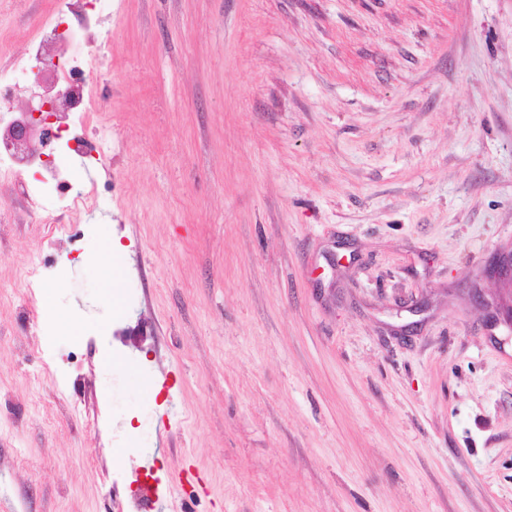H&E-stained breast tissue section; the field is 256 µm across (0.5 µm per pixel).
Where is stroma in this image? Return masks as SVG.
<instances>
[{
  "label": "stroma",
  "mask_w": 512,
  "mask_h": 512,
  "mask_svg": "<svg viewBox=\"0 0 512 512\" xmlns=\"http://www.w3.org/2000/svg\"><path fill=\"white\" fill-rule=\"evenodd\" d=\"M101 30L76 241L0 180V512H512V0Z\"/></svg>",
  "instance_id": "stroma-1"
}]
</instances>
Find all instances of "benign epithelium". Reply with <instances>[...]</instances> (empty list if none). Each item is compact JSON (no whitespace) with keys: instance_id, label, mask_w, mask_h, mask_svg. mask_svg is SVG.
Here are the masks:
<instances>
[{"instance_id":"benign-epithelium-1","label":"benign epithelium","mask_w":512,"mask_h":512,"mask_svg":"<svg viewBox=\"0 0 512 512\" xmlns=\"http://www.w3.org/2000/svg\"><path fill=\"white\" fill-rule=\"evenodd\" d=\"M33 97L37 103L19 113V117L5 127H0V143L14 149L19 157L34 153V142L50 139L47 126V110L57 106L72 94L71 88L54 80L38 81L34 84Z\"/></svg>"}]
</instances>
